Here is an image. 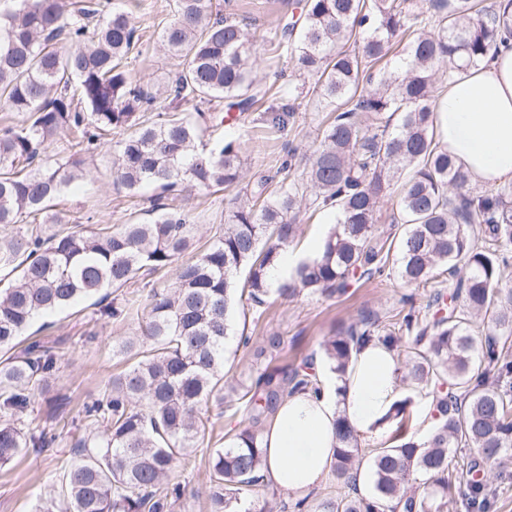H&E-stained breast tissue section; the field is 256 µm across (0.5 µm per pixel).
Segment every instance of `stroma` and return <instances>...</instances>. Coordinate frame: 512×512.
I'll return each mask as SVG.
<instances>
[{"instance_id": "obj_1", "label": "stroma", "mask_w": 512, "mask_h": 512, "mask_svg": "<svg viewBox=\"0 0 512 512\" xmlns=\"http://www.w3.org/2000/svg\"><path fill=\"white\" fill-rule=\"evenodd\" d=\"M135 20L141 35V52L132 56L128 71L134 81L148 85L154 93H162L174 62L159 46V38L174 11V0H121ZM213 11H231L254 33L253 53L259 77L273 82L275 73H282L284 82L295 79L286 57L280 56L268 41V33L278 19L300 15L298 0H210ZM293 122L283 135L269 137L252 128L249 115H241L232 128L247 140L243 179L251 181L260 171L275 173L280 157L289 148L313 149L319 140V129L326 115L313 96L300 97ZM201 138L211 144L222 140L230 126L207 119L201 122ZM116 135L106 136L97 150L85 154L76 179L57 200L55 213L61 224L41 225L43 235L57 232L59 226L101 224L118 226L132 220L150 222L149 199L153 188L130 192L113 184V152ZM224 192L197 190L178 199L191 223L197 224V245H205L224 222L229 208ZM396 275L384 281L354 284L347 292L332 298L308 292L285 299L271 293L267 304L237 311L236 328L244 329L251 338L250 347H243L238 337H229L225 357L227 380L232 384L250 383L260 365L254 356L266 334L283 338L276 354L279 365L296 364L303 358L323 359L325 341L343 325L356 320L359 313L371 310L387 316L402 306L406 294ZM138 328L137 321L112 322L101 319L97 306L81 301L70 308L37 319L17 340L18 347L38 340L61 354L59 372L36 394L33 411L25 420L28 432H37L50 424L49 413L55 399H65L67 421L58 426L59 437L53 448H26L9 465L0 468V512H34L38 503L57 496L59 476L73 459L72 448L85 433V424L78 417L82 403L104 391L117 370L112 357L113 342L124 339ZM219 442L216 439L200 444L188 458L185 467L175 472L177 480L189 483L198 491L188 499L183 512H208L205 492L208 461Z\"/></svg>"}]
</instances>
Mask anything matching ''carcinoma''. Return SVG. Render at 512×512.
<instances>
[{
	"mask_svg": "<svg viewBox=\"0 0 512 512\" xmlns=\"http://www.w3.org/2000/svg\"><path fill=\"white\" fill-rule=\"evenodd\" d=\"M0 8V102L27 120L0 129V270L15 274L0 289V349L11 346L39 316L63 310L111 288L118 291L155 273L172 271L146 300L126 294L100 306L114 321L139 320V335L113 346L128 366L112 374L102 394L83 405L91 427L61 479L62 512H177L192 495L173 479L176 469L211 436L203 405L224 406V355L234 335L237 301L261 307L268 274L282 262L299 230L301 209L332 210L336 226L322 255L300 260L282 296L308 291L332 297L394 267L408 287L433 289L425 311H398L382 321L363 314L329 337L324 352L343 374L354 348L373 341L405 356L403 377L432 397L434 426L427 440L406 437L418 414L407 402L388 421L397 444L368 449L372 493H357L352 473L361 435L346 418L336 422L339 446L330 468L336 492L292 512H443L454 499L448 477L466 485V512H489L483 465L512 456V285L505 269L512 253V186L470 191L468 175L434 130L436 72L448 76L493 58L512 35L500 4L480 0H304V24L286 21L272 42L312 85L333 119L318 146L290 148L275 175H259L224 217V230L187 261L196 225L180 208L153 200L152 222L112 230L77 224L44 237L29 219L49 215L51 202L75 178L81 155L113 131V169L128 191L154 185L162 192L228 189L240 182L245 140L234 130L210 149L198 148L192 116L142 122L157 97L129 77L138 28L114 0H92L76 11L65 0H8ZM77 43L66 51L62 43ZM405 43L399 70L379 77L371 68L395 43ZM161 46L179 62L165 86L170 102L251 112L259 124L285 131L294 118L297 86L276 91L253 75L251 38L233 16L214 14L207 0H176ZM75 132L65 162L49 149ZM401 232L396 247L380 238L378 215L393 183ZM246 272L243 285L237 277ZM58 357L34 341L0 366V466L24 448H50L56 432L25 430L38 389L58 370ZM308 361L265 367L249 385L233 389L244 401L239 425L224 434L208 469L209 512H237L241 495L263 480L260 435L282 401L300 391L319 393ZM479 458L449 459L451 448ZM423 492L408 491L415 476Z\"/></svg>",
	"mask_w": 512,
	"mask_h": 512,
	"instance_id": "carcinoma-1",
	"label": "carcinoma"
}]
</instances>
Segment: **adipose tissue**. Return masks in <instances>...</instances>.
Here are the masks:
<instances>
[{
	"instance_id": "adipose-tissue-1",
	"label": "adipose tissue",
	"mask_w": 512,
	"mask_h": 512,
	"mask_svg": "<svg viewBox=\"0 0 512 512\" xmlns=\"http://www.w3.org/2000/svg\"><path fill=\"white\" fill-rule=\"evenodd\" d=\"M435 124L441 144L471 180L512 181V50L450 79L438 97ZM315 368L321 394L288 397L261 435L265 481L295 500L325 480L338 446V417L360 434L375 435L400 398L398 356L382 344L354 350L343 376L331 377L320 362Z\"/></svg>"
}]
</instances>
